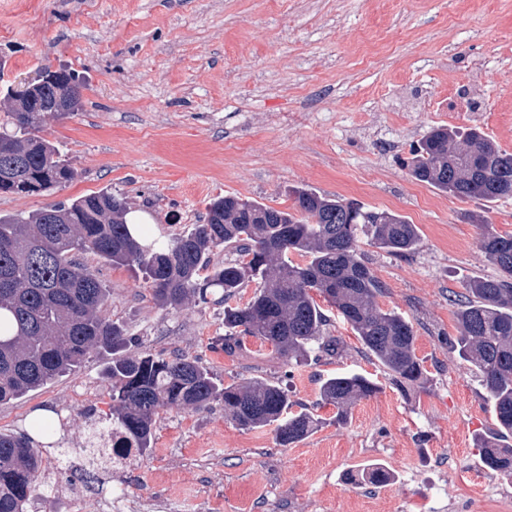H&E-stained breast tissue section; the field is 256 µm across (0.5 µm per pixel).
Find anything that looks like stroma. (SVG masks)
Instances as JSON below:
<instances>
[{"label": "stroma", "instance_id": "35a3bbf8", "mask_svg": "<svg viewBox=\"0 0 512 512\" xmlns=\"http://www.w3.org/2000/svg\"><path fill=\"white\" fill-rule=\"evenodd\" d=\"M0 97L65 65L84 85L83 111L45 115L78 178L40 195H0V213L32 211L103 189L175 236L202 223L210 199L236 195L277 208L308 188L394 212L416 224L406 256L360 239L387 285L378 302L409 318L427 372L403 395L331 316L336 355L289 362L248 339L229 356L216 340L223 308L163 309L141 276L84 260L111 291L107 317L127 329V354L184 355L225 383L262 377L287 389L294 411L319 418L281 446L273 427L244 429L222 406L161 410L150 454L125 470L75 479L89 419L112 408L108 353L41 389L0 404V431L30 430L37 410L59 411L55 494L30 512H90L113 486L165 500L168 512H512V476L483 466L475 447L493 407L475 372L448 346L457 294L497 275L484 227L512 234V198L459 200L414 180L405 166L432 127L480 129L512 152V0H0ZM365 375L378 392L345 422L320 402L321 377ZM373 463L383 486L348 484Z\"/></svg>", "mask_w": 512, "mask_h": 512}]
</instances>
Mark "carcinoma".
<instances>
[{"label": "carcinoma", "mask_w": 512, "mask_h": 512, "mask_svg": "<svg viewBox=\"0 0 512 512\" xmlns=\"http://www.w3.org/2000/svg\"><path fill=\"white\" fill-rule=\"evenodd\" d=\"M46 103L61 101L59 118L83 111L82 84L70 69L30 91ZM25 92L7 88L8 112L0 121V194L38 195L73 182L78 171L60 148L42 135L45 111L24 103ZM410 175L460 200L492 202L512 197V153L481 130L465 134L446 126L431 129L411 152ZM294 204L280 209L236 195L207 204L205 223L162 240L148 230L132 235L124 197L103 190L23 215H0V404L40 389L84 364L99 350L112 352V434L145 455L152 447L162 409L200 412L224 406V417L243 429L274 426L284 447L311 435L319 421L290 412L288 394L276 383L253 378L225 385L188 357L124 353L129 342L120 324L103 316L109 291L82 262L88 252L109 264L131 267L150 284L155 303L177 308L194 297L224 307L226 354L249 337L271 345L288 361L311 353H336L326 335L328 316L320 297L350 326L365 352L407 394L426 380L416 354L410 319L384 310L386 285L359 249L360 235L387 252L406 255L420 243L416 225L400 214L373 211L340 196L301 188ZM243 247V258L212 265L218 247ZM485 257L498 275L466 284L458 311V336L449 340L473 367L487 391L496 428L476 447L489 469L512 474V235L486 229ZM305 258L295 263L289 255ZM258 282L244 305L229 300ZM379 390L357 373L323 379L321 400L345 421L352 407ZM41 450L27 433H0V512H27L39 483Z\"/></svg>", "instance_id": "cac0c4a2"}]
</instances>
